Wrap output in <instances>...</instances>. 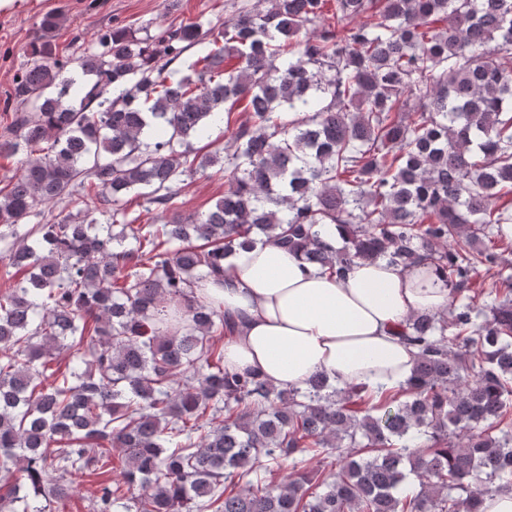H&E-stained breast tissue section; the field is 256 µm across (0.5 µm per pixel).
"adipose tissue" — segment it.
<instances>
[{"label":"adipose tissue","instance_id":"1","mask_svg":"<svg viewBox=\"0 0 512 512\" xmlns=\"http://www.w3.org/2000/svg\"><path fill=\"white\" fill-rule=\"evenodd\" d=\"M200 294L236 322L224 340L228 370L300 389L316 374L339 388L405 382L415 349L400 339L402 325L451 302L432 265L359 261L339 279L274 243L237 251L223 281L208 280Z\"/></svg>","mask_w":512,"mask_h":512}]
</instances>
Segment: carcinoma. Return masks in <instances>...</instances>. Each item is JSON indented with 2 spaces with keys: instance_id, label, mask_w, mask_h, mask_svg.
Masks as SVG:
<instances>
[{
  "instance_id": "obj_1",
  "label": "carcinoma",
  "mask_w": 512,
  "mask_h": 512,
  "mask_svg": "<svg viewBox=\"0 0 512 512\" xmlns=\"http://www.w3.org/2000/svg\"><path fill=\"white\" fill-rule=\"evenodd\" d=\"M60 24L42 17L0 135L26 153L0 188L20 274L0 290V512H51L68 476L109 470L90 512H482L512 491V0H257L219 31L111 27L79 55ZM240 105L231 149L194 147ZM209 170L224 196L181 217ZM87 181L101 207L45 220ZM264 238L336 275L442 272L448 312L401 333L405 384L225 369L236 323L197 291ZM297 458L323 468L275 481Z\"/></svg>"
}]
</instances>
